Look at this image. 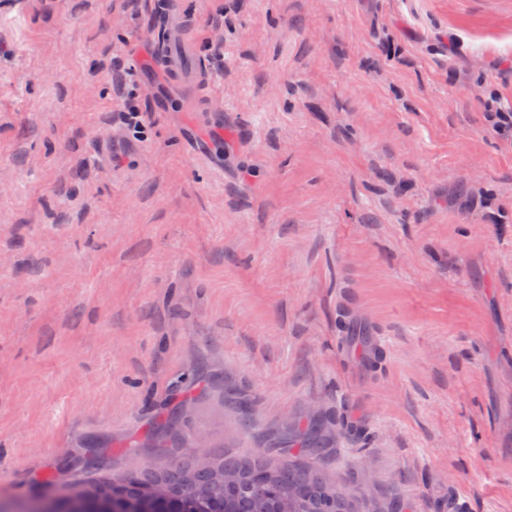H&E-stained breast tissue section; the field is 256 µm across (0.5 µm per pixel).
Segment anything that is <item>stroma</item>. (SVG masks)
<instances>
[{
  "instance_id": "35a3bbf8",
  "label": "stroma",
  "mask_w": 512,
  "mask_h": 512,
  "mask_svg": "<svg viewBox=\"0 0 512 512\" xmlns=\"http://www.w3.org/2000/svg\"><path fill=\"white\" fill-rule=\"evenodd\" d=\"M165 18L205 74L133 52ZM487 88L512 99V0H0V512L92 448L110 476L181 465L122 447L174 411L186 446L246 454L319 409L366 428L320 466L382 512H512Z\"/></svg>"
}]
</instances>
